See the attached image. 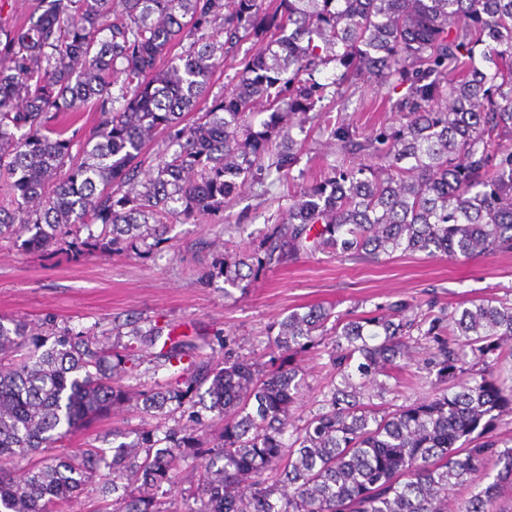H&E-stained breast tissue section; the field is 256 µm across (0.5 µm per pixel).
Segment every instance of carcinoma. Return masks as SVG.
<instances>
[{
    "mask_svg": "<svg viewBox=\"0 0 512 512\" xmlns=\"http://www.w3.org/2000/svg\"><path fill=\"white\" fill-rule=\"evenodd\" d=\"M260 44L228 93L215 70ZM481 47L482 65L472 62ZM331 86L361 79L394 91L405 121L362 137L330 131L341 160L291 195L285 218L219 273L238 286L306 252L376 259L396 252L466 259L512 251V0H37L22 24L0 23V236L32 251L151 250L168 225L215 216L261 157L288 175L293 121L315 106L319 68ZM258 102L270 114L256 131ZM99 112L90 129L81 112ZM373 163L349 165V159ZM87 237L81 238V231ZM247 273H242V268ZM440 318L405 303L341 319L323 303L279 323L275 366L218 364L198 337L132 326L117 351L90 331L45 349L22 319H0V512H66L93 479L113 512H448V489L496 457L493 481L457 512H509L512 446L499 415L512 381L494 373L512 341V300H482ZM423 340L437 345L434 397L380 408L366 393ZM331 344L336 378L297 426L303 392L291 357ZM177 368L139 395L159 420L110 449L64 452L81 423L130 399L142 354ZM174 425H166L167 420ZM58 454L18 474L3 469ZM208 456L187 488L183 463Z\"/></svg>",
    "mask_w": 512,
    "mask_h": 512,
    "instance_id": "obj_1",
    "label": "carcinoma"
}]
</instances>
